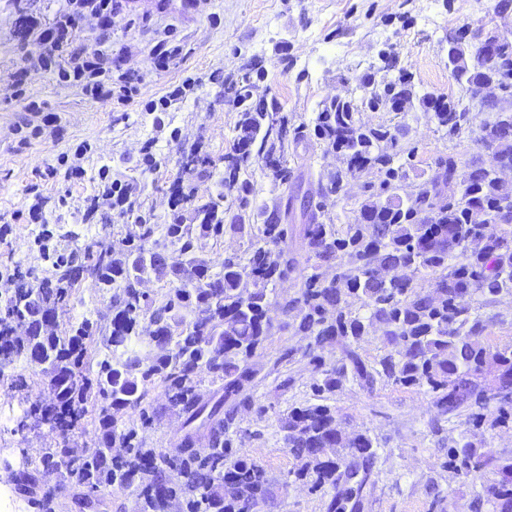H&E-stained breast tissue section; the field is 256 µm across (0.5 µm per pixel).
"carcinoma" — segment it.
I'll list each match as a JSON object with an SVG mask.
<instances>
[{
    "instance_id": "obj_1",
    "label": "carcinoma",
    "mask_w": 512,
    "mask_h": 512,
    "mask_svg": "<svg viewBox=\"0 0 512 512\" xmlns=\"http://www.w3.org/2000/svg\"><path fill=\"white\" fill-rule=\"evenodd\" d=\"M468 33L448 34V65L465 95L475 100L477 88L490 80L512 95V42L503 38L491 57L474 59ZM416 98L412 75L403 69L394 80L383 76L368 83L358 102L336 97L322 104L314 134L336 152L340 166L321 174L317 188L304 196L303 239L308 258L316 263L301 275L298 296L281 309L295 314L296 331L312 339L309 353L322 374L317 393H332L346 380L370 392L379 382L424 387L436 419L477 407L481 412L469 414L466 422L478 424L486 418L483 411L492 408L494 427L512 420V400H490L481 375L491 362L501 381L512 386V346L483 343L490 320L479 308L462 304L461 297L479 296L486 306L512 291V200L501 192L494 173L496 166L512 169V108L480 100L493 120L478 133L467 127L463 100L423 95L422 105L433 111L448 139L470 134L491 150L494 165L467 163L450 152L434 161L441 180L430 176L403 197L405 164L387 150L397 144L400 128L366 125L356 114L363 108H409ZM278 110L273 98L242 113L243 141L236 153L224 157V179L238 180L255 153L287 180L282 135L274 133L271 122ZM362 175L368 177L365 198L353 221L339 231L314 198L339 196L348 179ZM432 194L447 202L433 209ZM223 198L220 191L197 208L200 223L194 228L177 219L167 225L166 237L174 246L170 253L153 239L152 216L144 213L136 244L104 237L54 252L42 277L26 281L17 270L7 275L16 288L5 297L0 317V383L5 369L24 361L43 366L55 392L50 404L30 402L19 424L31 419L47 427L56 447L43 449L37 463L8 470L15 493L38 512H56L59 506V491L40 483L41 465L64 470L78 512H108L97 492L115 484L134 488L139 512H170L174 505L178 512H255L272 501L265 470L232 452V436L240 410L251 406L248 389L258 373L254 358L268 338L274 286L295 272L299 261L288 248L279 213L262 210L263 224L249 239L247 261L226 257L222 271L210 272L194 254L193 231L224 234ZM476 210L485 212L486 222H472ZM330 262L338 272L326 280L317 269ZM397 267L412 269L413 276H377L382 268ZM82 269L109 295L114 311L104 335L111 356L97 362L95 370L86 360L93 322L86 318L60 335L40 328V319L57 316L68 304ZM151 274L176 283L155 308L139 290ZM435 290L441 299L432 297ZM146 312L150 329L141 330L140 315ZM23 319L28 330L12 337V322ZM375 325L391 349L369 362L357 347ZM138 345L158 355L145 364ZM332 346L341 350V358L327 368L316 351ZM203 375L221 383L207 398L198 390ZM157 386L166 398L159 407L148 402L150 389ZM168 411L183 417L182 451L174 458L136 440L135 426L118 425L127 413L139 414L146 424ZM89 416L95 439L90 446L78 445L73 434ZM280 428L285 447L298 461L296 479L310 482L313 490L327 486L334 491L327 512H363V490L377 459L371 436L359 433L342 443L336 412L322 404L292 408L280 418ZM114 448L126 454H115ZM448 464L466 477L487 470L495 475L475 492L474 512H512V452H494L463 434L448 448Z\"/></svg>"
}]
</instances>
